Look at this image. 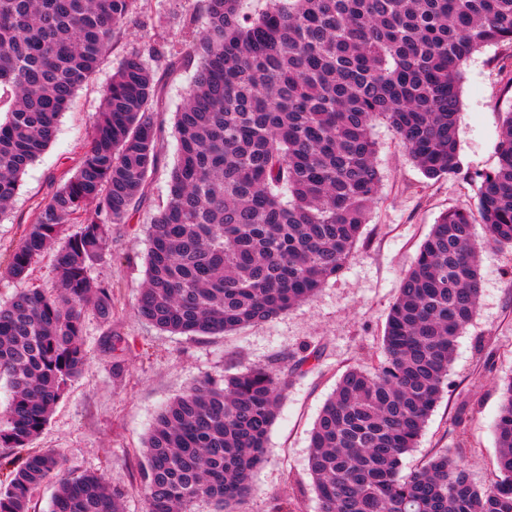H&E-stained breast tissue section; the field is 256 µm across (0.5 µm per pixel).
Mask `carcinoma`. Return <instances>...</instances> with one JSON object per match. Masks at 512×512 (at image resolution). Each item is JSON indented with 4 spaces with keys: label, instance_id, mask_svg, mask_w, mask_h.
<instances>
[{
    "label": "carcinoma",
    "instance_id": "1",
    "mask_svg": "<svg viewBox=\"0 0 512 512\" xmlns=\"http://www.w3.org/2000/svg\"><path fill=\"white\" fill-rule=\"evenodd\" d=\"M137 0H0V212L54 141L78 88L112 51ZM198 66L176 114L179 153L165 207L148 229L137 313L166 332L205 337L271 321L346 269L382 182L372 135L387 125L429 180L473 182L475 209L442 213L389 308L382 359L347 369L310 435L307 468L321 512H512V379L495 424L498 475L479 488L448 451L403 473L444 392L461 331L478 310L473 226L512 247V111L497 163L463 174L462 65L488 45L512 46V0H204ZM138 53L122 58L72 176L39 205L5 266L24 280L53 252L56 286L0 304V448H27L85 365L84 317L112 322V286L91 269L112 257L157 161L158 98ZM316 351L286 370L203 378L168 403L145 446L147 512H241L267 457L288 388ZM13 465L0 512H29L56 480L50 512H120L91 472L52 448Z\"/></svg>",
    "mask_w": 512,
    "mask_h": 512
}]
</instances>
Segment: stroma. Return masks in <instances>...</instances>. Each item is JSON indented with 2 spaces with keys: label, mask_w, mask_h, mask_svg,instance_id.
<instances>
[{
  "label": "stroma",
  "mask_w": 512,
  "mask_h": 512,
  "mask_svg": "<svg viewBox=\"0 0 512 512\" xmlns=\"http://www.w3.org/2000/svg\"><path fill=\"white\" fill-rule=\"evenodd\" d=\"M202 0H138L123 21L111 55L77 91L62 115L55 140L20 179L11 208L0 215V254L8 255L21 221L51 192V181L74 171L89 139L102 98L119 61L143 55L161 100L154 121L161 129L158 159L143 199L127 223L112 227V257L91 271L112 286V321L85 320L87 361L36 438L38 448L61 453L67 468L100 475L123 512H147L139 492L143 442L157 414L196 380L216 379L255 365L281 368L309 347L318 353L292 376L269 434V457L253 475L246 512H319L307 471L310 432L347 367L373 370L381 358L386 316L400 281L432 224L447 209L470 208L472 185L460 179H426L386 125L373 129L382 174L372 207L345 271L312 299L278 318L205 338L171 334L142 320L137 301L145 280L146 229L169 191L182 108L195 65L189 54ZM512 110V47L487 46L463 66L459 152L465 170L486 171L496 162L502 116ZM481 298L474 320L457 339L448 385L429 417L405 470L445 448H460L465 469L479 487L496 473L494 425L501 390L512 376V250L481 254ZM464 426H457V417Z\"/></svg>",
  "instance_id": "35a3bbf8"
}]
</instances>
